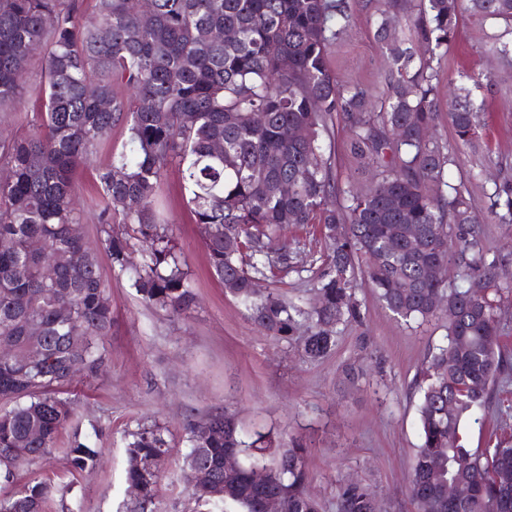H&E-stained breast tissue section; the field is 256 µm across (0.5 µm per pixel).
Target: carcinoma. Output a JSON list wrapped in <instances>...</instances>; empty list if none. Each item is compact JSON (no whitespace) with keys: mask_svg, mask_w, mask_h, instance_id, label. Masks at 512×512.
I'll return each mask as SVG.
<instances>
[{"mask_svg":"<svg viewBox=\"0 0 512 512\" xmlns=\"http://www.w3.org/2000/svg\"><path fill=\"white\" fill-rule=\"evenodd\" d=\"M356 0H0V112L18 110L39 45L44 80L29 131L0 136V452L24 463L47 461L75 417L64 394L95 376L108 357L99 343L112 331L109 284L99 270L103 251L112 270L133 269L131 287L148 305L171 314L196 302L173 225L158 205L167 166H181L192 223L204 240L213 275L266 335L291 341L318 362L338 341V327L360 319L361 275L379 302L406 323L452 312L447 343L435 348L417 384L420 444L407 483L415 512H459L448 505L450 482L471 488L465 512H512V443L468 447L462 435L475 411L492 399V385L512 369L499 342L498 302L512 293V271L483 243L484 225L512 223V180L493 182L476 208L467 181L445 180L479 139L476 91L483 79L448 80L439 95L441 62L464 15L503 21L491 50L512 55V0H382L377 36L386 52L385 97L345 85L331 69L329 48L349 26ZM405 17L410 37L392 33ZM233 31L236 37L219 34ZM448 112L455 147L428 140L424 130ZM348 130L353 157L374 171L365 190L340 186L323 137L336 121ZM121 129V148L98 163L100 146ZM305 132L298 139L295 131ZM224 144V154L213 153ZM95 172L97 198L86 205L98 225L91 247L76 231L83 211L74 180ZM288 190H283V185ZM321 225L325 248L314 278L321 306L307 309L270 280L293 268L282 237L287 224ZM40 243L33 250L32 242ZM140 265L130 267L134 249ZM68 261L45 281L57 255ZM271 281L257 292L254 281ZM71 310L62 319L58 311ZM40 332L41 363L27 358L29 330ZM453 365H448V359ZM453 411H448V406ZM219 426L206 444L186 429V469L207 472L224 496L207 486L191 491V512H259L268 495L288 498L289 512H320L309 491L311 448L299 436L272 431L242 436L235 417L216 412ZM240 466L224 472V451ZM172 448L155 423L128 433L127 484L143 487L140 508L156 498L141 463ZM73 471L95 467L96 452L73 433ZM263 469L268 480L254 483ZM54 486L30 480L0 496V512H44ZM371 489L337 486V512H373Z\"/></svg>","mask_w":512,"mask_h":512,"instance_id":"1","label":"carcinoma"}]
</instances>
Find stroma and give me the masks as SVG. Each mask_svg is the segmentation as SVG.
Segmentation results:
<instances>
[{
  "label": "stroma",
  "mask_w": 512,
  "mask_h": 512,
  "mask_svg": "<svg viewBox=\"0 0 512 512\" xmlns=\"http://www.w3.org/2000/svg\"><path fill=\"white\" fill-rule=\"evenodd\" d=\"M376 0H358L351 24L332 48L339 78L380 92L386 62L376 39ZM497 25L465 16L455 43L443 59L441 80L463 75L494 76L483 92V143L449 168L456 184L470 173L503 167L512 173V57L488 54L483 44ZM348 134L336 126L324 146L340 184L365 188L373 174L349 153ZM181 175L169 166L161 187L164 214L176 227L197 295L196 307L172 316L147 306L128 275L113 272L101 258L100 272L112 289V333L106 339L107 366L68 392L73 420L98 453L95 468L74 475L65 450L46 462L20 468L17 482L38 479L71 485L66 497H52L49 512H136L138 500L124 479L125 435L153 421L168 430L172 448L153 512H188L189 477L178 461L186 451L187 423L211 413H233L244 434L274 429L304 437L312 446L311 492L322 512H336L339 479L369 485L383 512H414L407 487L408 462L419 442L418 378L432 348L446 334L445 319L424 324L397 321L371 289L357 291L360 322L343 327L336 348L318 362L305 361L296 345L259 331L224 292L207 267L200 226L191 223L180 188ZM289 244L298 269L284 279L289 297L311 307L316 301L312 261L323 250L313 225L291 224ZM470 447L490 448L512 440V375L497 381L493 399L466 429Z\"/></svg>",
  "instance_id": "1"
}]
</instances>
